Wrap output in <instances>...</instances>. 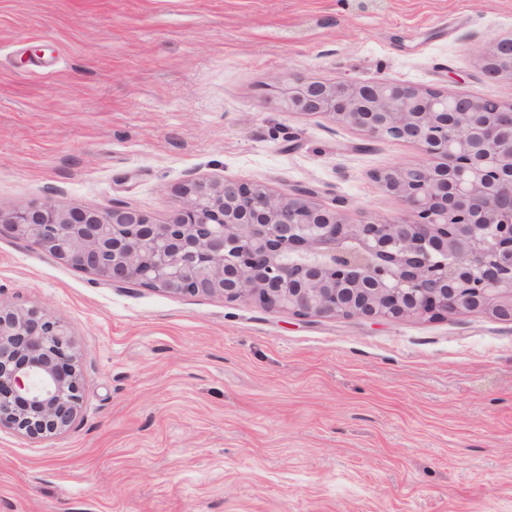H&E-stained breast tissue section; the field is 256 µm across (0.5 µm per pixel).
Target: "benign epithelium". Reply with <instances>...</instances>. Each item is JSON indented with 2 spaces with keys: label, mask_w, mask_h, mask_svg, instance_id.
<instances>
[{
  "label": "benign epithelium",
  "mask_w": 512,
  "mask_h": 512,
  "mask_svg": "<svg viewBox=\"0 0 512 512\" xmlns=\"http://www.w3.org/2000/svg\"><path fill=\"white\" fill-rule=\"evenodd\" d=\"M512 78V35L480 53ZM281 108L327 115L366 141L405 140L424 161L373 175L400 199L399 220H349L312 186L275 192L188 177L164 223L122 203L0 208V235L46 250L117 287L254 301L301 318L398 320L488 313L512 322V102L290 74ZM84 402L66 324L0 302V428L30 439L66 432Z\"/></svg>",
  "instance_id": "obj_1"
}]
</instances>
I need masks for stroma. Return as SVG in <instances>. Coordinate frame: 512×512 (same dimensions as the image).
Wrapping results in <instances>:
<instances>
[{
  "mask_svg": "<svg viewBox=\"0 0 512 512\" xmlns=\"http://www.w3.org/2000/svg\"><path fill=\"white\" fill-rule=\"evenodd\" d=\"M510 33L512 0H0V207L162 223L194 175L401 218L373 175L418 146L281 111L285 76L512 100L479 57ZM0 299L68 324L84 394L0 430V512H512V323L113 288L8 237Z\"/></svg>",
  "mask_w": 512,
  "mask_h": 512,
  "instance_id": "obj_1",
  "label": "stroma"
}]
</instances>
